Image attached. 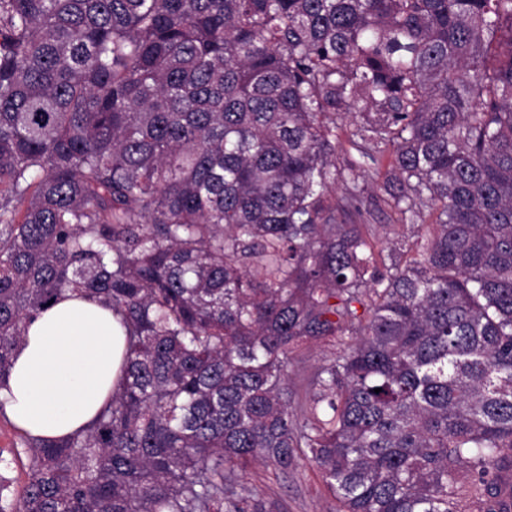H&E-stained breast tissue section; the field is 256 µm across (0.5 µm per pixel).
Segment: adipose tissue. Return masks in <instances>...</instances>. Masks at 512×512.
<instances>
[{"mask_svg": "<svg viewBox=\"0 0 512 512\" xmlns=\"http://www.w3.org/2000/svg\"><path fill=\"white\" fill-rule=\"evenodd\" d=\"M125 345L111 311L77 294L59 301L29 323L16 350L0 390L8 418L45 440L85 428L117 387Z\"/></svg>", "mask_w": 512, "mask_h": 512, "instance_id": "obj_1", "label": "adipose tissue"}]
</instances>
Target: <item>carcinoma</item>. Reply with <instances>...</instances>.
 Returning a JSON list of instances; mask_svg holds the SVG:
<instances>
[{"instance_id": "obj_1", "label": "carcinoma", "mask_w": 512, "mask_h": 512, "mask_svg": "<svg viewBox=\"0 0 512 512\" xmlns=\"http://www.w3.org/2000/svg\"><path fill=\"white\" fill-rule=\"evenodd\" d=\"M71 291L123 377L0 512H512V0H0V383ZM349 137L350 127L348 125L336 130V164L338 166L359 158ZM367 174V181L374 185V189L370 190L365 197V206L371 212L368 217V223L381 225L394 224L395 215L381 199L384 193L380 190V186L383 185L389 176L387 169L382 167L378 172L370 169ZM250 484L283 505L282 512H336L316 468L301 460L288 475L258 466L249 476Z\"/></svg>"}]
</instances>
